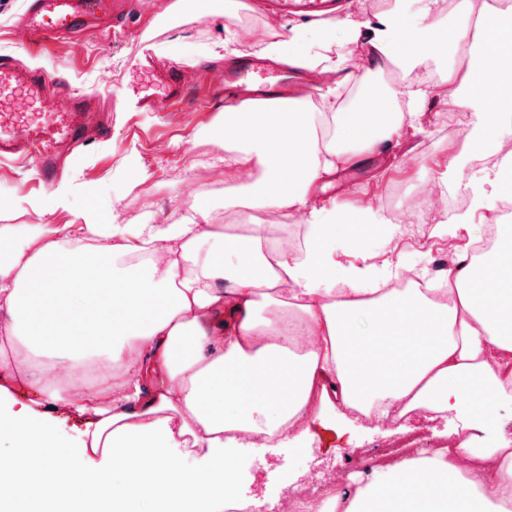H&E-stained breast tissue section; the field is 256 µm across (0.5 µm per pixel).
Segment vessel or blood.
Instances as JSON below:
<instances>
[{
  "instance_id": "obj_1",
  "label": "vessel or blood",
  "mask_w": 512,
  "mask_h": 512,
  "mask_svg": "<svg viewBox=\"0 0 512 512\" xmlns=\"http://www.w3.org/2000/svg\"><path fill=\"white\" fill-rule=\"evenodd\" d=\"M333 0H272L274 7L316 17ZM133 0H29L27 30L32 39L72 37L86 24L107 31L123 28L132 14ZM64 84L45 70H32L10 57H0V158L33 159L44 182L59 173L66 148L109 135L105 115L95 99L73 97L67 111L53 112L49 104ZM224 90L240 100L288 98V85L278 72L254 57H239L224 65ZM190 108L199 97L184 85L177 68L154 69L140 99L151 105L156 97Z\"/></svg>"
}]
</instances>
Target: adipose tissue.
<instances>
[{"label":"adipose tissue","mask_w":512,"mask_h":512,"mask_svg":"<svg viewBox=\"0 0 512 512\" xmlns=\"http://www.w3.org/2000/svg\"><path fill=\"white\" fill-rule=\"evenodd\" d=\"M418 2L417 19L408 0H395L372 25L374 55L413 70L480 43L471 76L451 66L442 80L469 123L505 151L489 167L483 141L468 145L472 200L454 224L433 229L456 255L434 297L387 293L398 271L387 259L337 268L324 249L334 224L384 218L363 206L329 225L310 199L315 182L415 125L426 90H395L378 112L331 109L332 85L314 99L226 105L209 133L215 164L245 182L225 208L301 216L304 255L266 246L263 224L225 233L197 197L173 224H31L21 235L0 227V379L85 416L87 460L75 471L29 413L0 423L11 443L0 457V512H141L144 497L150 512H210L217 494H234L226 460L237 441L274 448L314 398L383 423L415 409L460 410L466 392L480 410L512 403V227L486 258L462 239L476 214L512 199V111L503 108L512 104V25L476 11L475 0H454L457 23L440 25V0ZM22 341L52 364L18 355ZM77 352L99 354L92 374L65 365ZM480 410L466 423L473 434L487 427ZM176 448L205 451L209 469L182 472ZM325 502L326 512H512V428L497 426L488 448L467 438L348 475Z\"/></svg>","instance_id":"obj_1"}]
</instances>
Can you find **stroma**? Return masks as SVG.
Returning <instances> with one entry per match:
<instances>
[{
  "instance_id": "stroma-1",
  "label": "stroma",
  "mask_w": 512,
  "mask_h": 512,
  "mask_svg": "<svg viewBox=\"0 0 512 512\" xmlns=\"http://www.w3.org/2000/svg\"><path fill=\"white\" fill-rule=\"evenodd\" d=\"M27 0H0V56L16 55L27 39L20 18ZM271 31L278 39H296L301 54L324 53L319 22L282 11L256 8L242 0L238 11L217 14L211 0H143L131 23L119 34L85 30L80 36L53 41L25 57L28 65H50L72 89L99 96L118 97L127 108L112 115V135L92 143L72 146L64 157V177L74 184L71 209L35 216L32 203L46 199L51 186L39 183L34 168L0 162V225L23 228L32 219L57 227L83 214L92 221H109L148 212L156 223L166 224L184 214L190 196L204 198L217 218H224V195L235 179L207 166L215 148L201 138V131L217 124L221 105L180 110L163 98L146 110H135L148 74L141 56L201 72L208 85L224 84V72L213 65L212 49L224 43L229 55H252L255 47L239 43L241 27ZM448 99L430 86L423 104L421 129L387 143L381 152L359 165L337 170L329 180L317 183L311 194L316 206L344 211L371 204L393 224L385 231H366L355 236L348 224L336 225L327 248L336 261L362 264L384 258L402 266L420 265L429 276L438 271L432 261L448 252V244L424 232L406 235L405 226L416 224L410 198L423 195L429 182L448 185L467 183L471 168L467 159L470 139L481 137L474 128L464 136H450L440 123ZM456 155V170H448L449 155ZM29 408L33 420H48L53 437L65 445L76 466H83L80 448L84 418L68 407L48 409L39 394L10 387L0 396V420L10 421L21 408ZM299 430L288 432L279 448L270 451L236 449L229 463L235 470L238 496L277 501L287 483L303 480L320 470L347 476L357 472L348 449L360 448L399 462L413 447L435 448L448 439H463L468 431L455 416L428 419L411 416L396 423L358 420L344 422L337 414L311 403Z\"/></svg>"
}]
</instances>
